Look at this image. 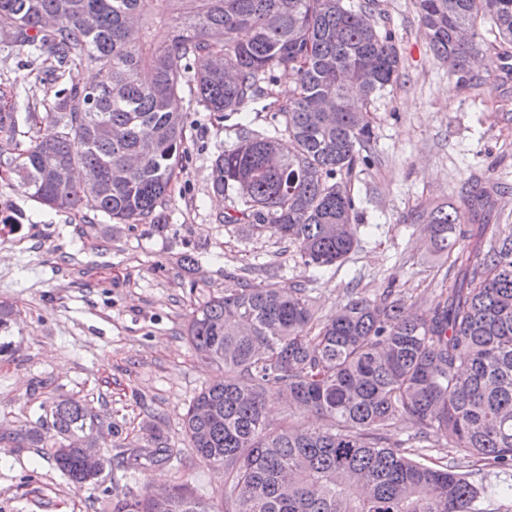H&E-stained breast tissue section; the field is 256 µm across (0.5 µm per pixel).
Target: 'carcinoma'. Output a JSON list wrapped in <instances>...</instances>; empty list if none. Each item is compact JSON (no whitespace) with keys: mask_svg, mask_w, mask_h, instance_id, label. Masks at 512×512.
Segmentation results:
<instances>
[{"mask_svg":"<svg viewBox=\"0 0 512 512\" xmlns=\"http://www.w3.org/2000/svg\"><path fill=\"white\" fill-rule=\"evenodd\" d=\"M432 55L456 75L480 52L512 43V0H415ZM377 0H0L12 46L56 63L66 86L44 100L53 122L0 106V173L51 209H86L117 224L161 231L176 171L188 158L185 86L237 142L217 154L212 190L229 199L222 223L246 224L293 246L303 265H341L356 243L352 176L375 159L372 103L399 78L392 31ZM491 23L495 40L480 32ZM167 38L154 36L157 26ZM110 73L83 85L78 68ZM295 86L273 92L277 73ZM268 125L254 128L251 105ZM66 168L67 183L52 172ZM494 187L476 183L470 210L489 209ZM434 253L448 261L438 299L416 314L393 289L373 299L350 292L324 316L309 290L272 283L211 295L192 312L186 338L222 371L191 401L190 447L224 471L220 502L175 486L163 498L123 500L115 512H484L480 470L429 466L412 448L441 438L465 459L512 471V235L488 242L453 203L426 211ZM16 309L0 301V334ZM287 413L269 419L266 400ZM319 414L301 430L295 411ZM65 443L52 459L76 488L99 481L82 449L96 417L76 400L52 403ZM406 418L405 440L389 428ZM171 450L152 437L150 463Z\"/></svg>","mask_w":512,"mask_h":512,"instance_id":"cac0c4a2","label":"carcinoma"}]
</instances>
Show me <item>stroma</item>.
I'll use <instances>...</instances> for the list:
<instances>
[{
    "label": "stroma",
    "mask_w": 512,
    "mask_h": 512,
    "mask_svg": "<svg viewBox=\"0 0 512 512\" xmlns=\"http://www.w3.org/2000/svg\"><path fill=\"white\" fill-rule=\"evenodd\" d=\"M379 3L402 68L372 105L376 162L354 175L358 242L340 267L315 271L277 237L220 223L228 203L212 191L211 165L236 137L217 129L188 89L181 105L190 114V157L172 184L164 232L85 210L58 212L0 178V301L19 312L13 347L0 355V512H113L118 501L173 484L219 497L222 470L196 455L183 427L189 402L218 374L185 338L198 303L273 282L306 285L323 315L348 291L374 298L388 288L423 312L448 264L431 253L420 216L442 203L463 206L462 189L473 180L497 188L477 223L512 234V57L484 54L458 81L432 56L415 0ZM47 68L0 37V94L16 101L18 114L39 108ZM475 80L484 83L478 95L468 87ZM186 254L198 256L195 271L182 267ZM66 397L98 415L102 434L105 469L80 490L50 458V406ZM32 429L43 434L42 446L15 440ZM155 431L172 459L128 464L131 449L148 447Z\"/></svg>",
    "instance_id": "obj_1"
}]
</instances>
